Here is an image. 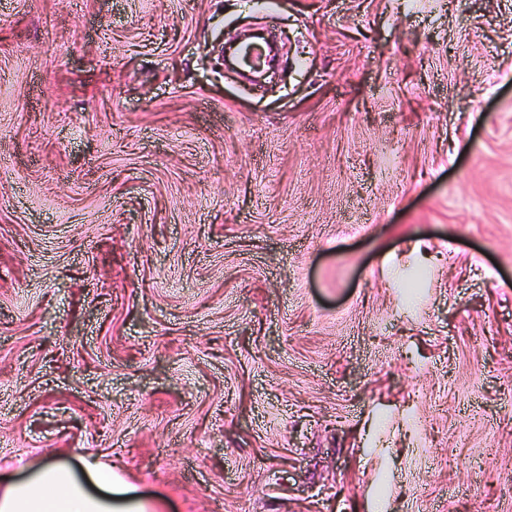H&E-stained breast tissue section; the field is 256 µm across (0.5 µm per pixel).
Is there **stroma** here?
<instances>
[{
  "label": "stroma",
  "mask_w": 512,
  "mask_h": 512,
  "mask_svg": "<svg viewBox=\"0 0 512 512\" xmlns=\"http://www.w3.org/2000/svg\"><path fill=\"white\" fill-rule=\"evenodd\" d=\"M48 454L512 512V0H0V476Z\"/></svg>",
  "instance_id": "obj_1"
}]
</instances>
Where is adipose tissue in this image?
Listing matches in <instances>:
<instances>
[{"mask_svg":"<svg viewBox=\"0 0 512 512\" xmlns=\"http://www.w3.org/2000/svg\"><path fill=\"white\" fill-rule=\"evenodd\" d=\"M0 512H159L157 504L130 495L111 465L78 458L44 459L18 479L0 483Z\"/></svg>","mask_w":512,"mask_h":512,"instance_id":"obj_1","label":"adipose tissue"}]
</instances>
